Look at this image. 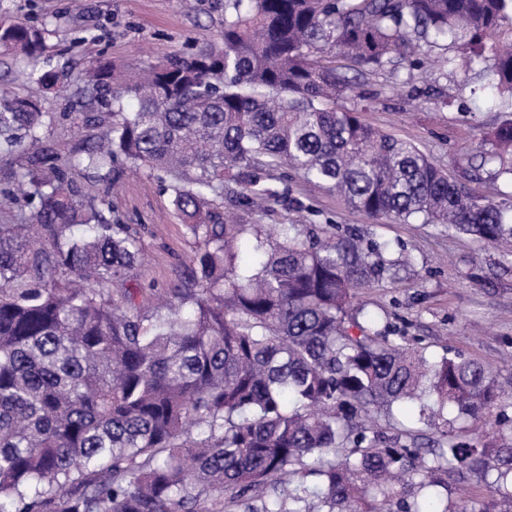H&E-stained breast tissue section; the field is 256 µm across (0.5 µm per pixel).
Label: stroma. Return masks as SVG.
Listing matches in <instances>:
<instances>
[{
	"mask_svg": "<svg viewBox=\"0 0 512 512\" xmlns=\"http://www.w3.org/2000/svg\"><path fill=\"white\" fill-rule=\"evenodd\" d=\"M46 28V50L20 62L0 53V92L39 98L43 91L14 82L20 66L66 71L77 78L97 55L121 67L142 68L184 54L193 45L215 42L224 26V0H194L191 10L177 0H0V20ZM449 52L432 48L394 69L359 78L343 107L358 109L362 120L415 143L470 193L499 200L512 184L478 167L480 146L502 117L490 103L489 74L483 66L452 70L443 64ZM46 109L55 118L42 133L44 146L61 154L82 149L88 132H75L64 115L79 111L73 98H51ZM275 183L284 189L268 211L247 213L252 224H336L374 233L379 242L413 257L397 281L364 291L367 308L386 317L408 338L430 352L449 347L487 367L507 387L512 368V261L494 247L449 231L444 224L373 223L348 208L342 198L306 183L282 167ZM113 216L145 227L146 260L138 267L146 285L167 287L186 253L171 202L156 183L125 171L109 195Z\"/></svg>",
	"mask_w": 512,
	"mask_h": 512,
	"instance_id": "stroma-1",
	"label": "stroma"
}]
</instances>
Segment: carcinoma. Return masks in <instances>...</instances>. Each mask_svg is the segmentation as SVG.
Returning a JSON list of instances; mask_svg holds the SVG:
<instances>
[{"label":"carcinoma","mask_w":512,"mask_h":512,"mask_svg":"<svg viewBox=\"0 0 512 512\" xmlns=\"http://www.w3.org/2000/svg\"><path fill=\"white\" fill-rule=\"evenodd\" d=\"M512 0H225L219 45L126 74L100 57L75 83L22 77L80 101L101 128L76 153L41 149L51 113L0 97V512H498L512 505V419L477 361L416 346L357 302L412 266L334 224H247L291 165L379 221L446 224L512 246V195L464 190L413 142L336 100L423 46L453 68L491 59L504 115L480 166L512 183ZM44 29L0 21V49L40 52ZM123 168L169 194L192 247L169 288H146L140 226L108 216ZM100 185L91 193L77 176ZM251 247L254 267L239 255ZM419 403L418 422L372 409ZM482 423L448 431L444 412ZM481 475L479 502L448 503V475Z\"/></svg>","instance_id":"1"}]
</instances>
